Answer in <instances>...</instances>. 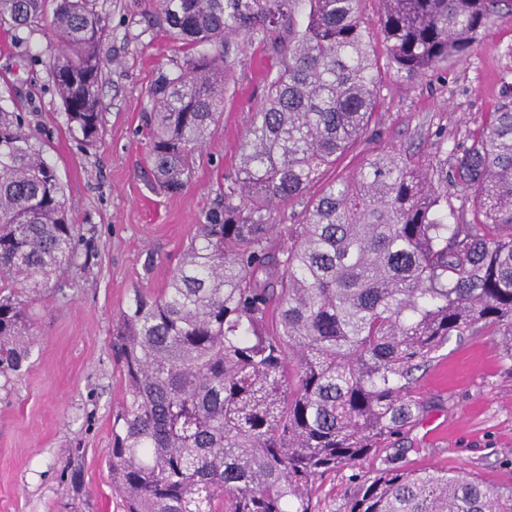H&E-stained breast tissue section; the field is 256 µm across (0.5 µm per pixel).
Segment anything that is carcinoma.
<instances>
[{
    "label": "carcinoma",
    "mask_w": 512,
    "mask_h": 512,
    "mask_svg": "<svg viewBox=\"0 0 512 512\" xmlns=\"http://www.w3.org/2000/svg\"><path fill=\"white\" fill-rule=\"evenodd\" d=\"M304 2L303 23L295 7ZM155 0L182 58L149 90L156 184L188 185L230 83V43L272 58L224 200L203 214L156 296L115 322L124 377L108 469L124 512H312L323 477L354 469L427 412L415 372L448 340L494 336L512 362V96L429 167L365 157L322 184L298 224L274 213L364 139L387 68L413 82L464 55L512 0ZM52 28V86L69 132L102 124L106 23L94 0H0V27ZM471 208L448 214V185ZM453 222H448V218ZM83 237L54 167L0 106V377L21 373L36 323L21 289L53 287ZM347 512H512V488L395 458Z\"/></svg>",
    "instance_id": "carcinoma-1"
}]
</instances>
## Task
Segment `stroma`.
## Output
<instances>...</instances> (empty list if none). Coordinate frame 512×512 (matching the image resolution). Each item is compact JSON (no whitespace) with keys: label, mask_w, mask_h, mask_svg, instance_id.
Listing matches in <instances>:
<instances>
[{"label":"stroma","mask_w":512,"mask_h":512,"mask_svg":"<svg viewBox=\"0 0 512 512\" xmlns=\"http://www.w3.org/2000/svg\"><path fill=\"white\" fill-rule=\"evenodd\" d=\"M111 60L102 76L100 139L71 138L48 63L51 28L30 35L20 60L14 34L0 29V105L23 113L31 142L54 166L74 223L89 241L85 262L48 295L31 297L37 337L21 375L0 387V512H122L107 458L112 416L124 391L112 354L113 326L135 292L157 295L189 246L202 214L217 204L225 176L240 162V139L265 94L272 60L257 43L231 46L233 79L211 147L182 191L158 189L146 165L148 89L179 45L149 22L151 0H96ZM377 123L323 180L356 169L370 152L409 150L429 165L455 150L512 89V14L492 18L478 41L445 69L406 83L382 76ZM445 132L447 144L437 134ZM428 412L393 439L410 470H460L490 487H512V363L490 336L450 340L416 384ZM380 464L327 476L316 512H347L357 475Z\"/></svg>","instance_id":"1"}]
</instances>
